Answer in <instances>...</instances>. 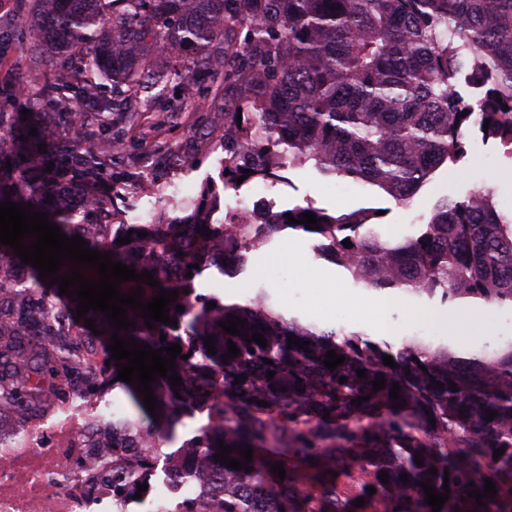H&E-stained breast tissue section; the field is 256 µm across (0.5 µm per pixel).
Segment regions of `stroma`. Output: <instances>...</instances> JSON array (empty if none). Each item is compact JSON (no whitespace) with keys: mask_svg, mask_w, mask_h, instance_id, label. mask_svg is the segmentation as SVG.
<instances>
[{"mask_svg":"<svg viewBox=\"0 0 512 512\" xmlns=\"http://www.w3.org/2000/svg\"><path fill=\"white\" fill-rule=\"evenodd\" d=\"M23 28L0 36V112H19L30 109L29 96L16 95L19 84L41 91H52L63 70L58 55L44 54L35 72L25 70L21 42ZM193 91L199 101L194 109H181L176 89L165 90L155 104L159 124H148L123 138L122 161L132 164L135 172L154 177L167 190L178 197L192 198L203 180H218L222 151L215 142L224 136V106L236 101L244 93L243 86L217 92L209 78L200 79ZM290 182L270 189L280 208L315 202L316 206L331 212L343 213L373 203L386 209L383 219L389 234L398 236L409 232L413 225L426 223L437 202L458 200L473 190L488 187L494 192L498 210L512 214V155L492 141H483L477 131L467 134V154L458 164L439 168L421 191L405 205L392 199L372 198L353 183H336L320 177L312 166L290 170ZM298 250L297 262L285 260L289 246ZM326 261L315 258L308 239L297 237L287 240L277 234L266 248L252 252L247 269L236 278L205 276L196 282L199 293L214 295L234 302L245 301L258 286H265L278 307L298 316L303 322L321 328L343 326L361 331L370 337L393 343L418 334L424 313H432L431 327L440 339L462 354L490 353L512 339V311L487 307L482 319L467 326L460 335L449 336L441 321L447 306L436 301L419 299L411 295H397L383 315L382 323L371 318L358 319L339 310L331 315L318 313L307 288L301 284L307 270L327 269Z\"/></svg>","mask_w":512,"mask_h":512,"instance_id":"obj_1","label":"stroma"}]
</instances>
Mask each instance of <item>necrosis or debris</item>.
<instances>
[{
  "mask_svg": "<svg viewBox=\"0 0 512 512\" xmlns=\"http://www.w3.org/2000/svg\"><path fill=\"white\" fill-rule=\"evenodd\" d=\"M100 427L63 422L37 434L31 423L0 434V512H117L112 496V451ZM194 482L157 472L134 500L135 512H170L193 496Z\"/></svg>",
  "mask_w": 512,
  "mask_h": 512,
  "instance_id": "obj_1",
  "label": "necrosis or debris"
}]
</instances>
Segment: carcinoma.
Here are the masks:
<instances>
[{
  "instance_id": "carcinoma-1",
  "label": "carcinoma",
  "mask_w": 512,
  "mask_h": 512,
  "mask_svg": "<svg viewBox=\"0 0 512 512\" xmlns=\"http://www.w3.org/2000/svg\"><path fill=\"white\" fill-rule=\"evenodd\" d=\"M25 23L36 37L31 63L50 51L95 78L77 87L87 112H32L25 121L0 112V203L30 204L67 237L151 272L158 286L125 281L119 291L139 285L144 303L161 289L178 291L168 305L177 326L154 321L151 330L137 309L127 310L134 329H114L100 311L76 320L77 303L0 244V409L39 419L56 404L90 401L118 377L108 345L81 356L57 340L71 336L77 344L92 335L84 319L94 318L103 336L117 332L155 350L178 343L189 355L176 357L167 372L182 383L160 376L152 383L156 415L126 382L121 388L136 419L92 415L112 432L117 462L140 430L154 436L140 464L117 477L120 497H134L159 466L175 479L190 478L181 464L194 456L212 481H224L216 512H433L422 482L439 493L449 486L440 512H512V341L465 358L443 341L395 344L342 326L322 330L272 308L262 287L243 303L193 297L206 271L228 275L198 256L220 246L242 272L250 252L288 229L310 237L315 257L342 268L357 288L512 308V216L497 210L490 190L440 201L427 223L395 237L372 206L336 215L310 204L274 212L264 224H215L210 213L220 195L207 185L190 201L167 196L176 215L162 224L126 225L134 233L123 245L113 235L122 215L117 200L138 197L146 177L110 196L89 192L114 175L122 146L112 136L116 123L138 122L157 98L153 90L218 69L224 81L244 80L250 90L225 113V190H239V178L273 184L283 180L281 171L309 163L323 178L402 204L440 167L464 158L470 129L512 155V0H32ZM187 48L191 65L174 66ZM62 122L67 139L59 142L54 130ZM306 212L321 229L285 218ZM346 239L353 247L342 244ZM164 258L180 266L173 281ZM231 314L246 320L238 335L219 326ZM256 332L267 346L245 341ZM290 334L309 342L307 349L288 346ZM209 337L214 356L205 346ZM230 341L240 353L224 360ZM330 350L345 356L333 371L322 364ZM385 354L397 367L384 364ZM360 369L366 377H358ZM380 377L385 388L375 391ZM395 383L397 400L390 397ZM203 398L206 422L180 448L162 452ZM220 442L237 446L230 453L236 460L243 459L240 448L252 447V470L214 459ZM499 448L505 452L496 458ZM277 462L283 480L271 471ZM488 478L497 494L480 507L467 492L484 491ZM360 498L364 506L353 505Z\"/></svg>"
}]
</instances>
